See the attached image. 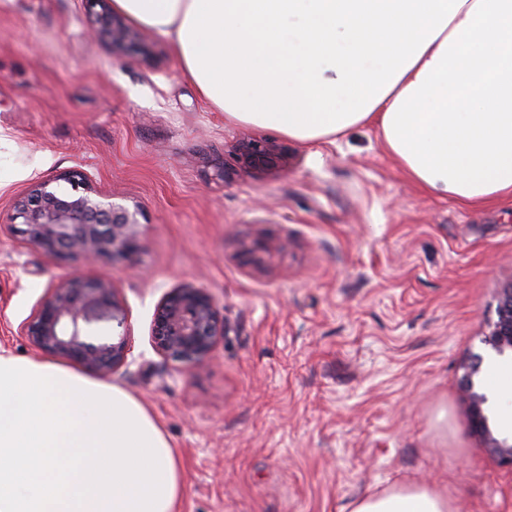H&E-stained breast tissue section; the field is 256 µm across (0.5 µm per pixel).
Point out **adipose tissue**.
Instances as JSON below:
<instances>
[{
  "label": "adipose tissue",
  "mask_w": 512,
  "mask_h": 512,
  "mask_svg": "<svg viewBox=\"0 0 512 512\" xmlns=\"http://www.w3.org/2000/svg\"><path fill=\"white\" fill-rule=\"evenodd\" d=\"M238 123L313 145L376 128L427 194L512 200V0H112ZM179 460L147 408L75 368L0 353V512H173ZM350 512H453L397 484Z\"/></svg>",
  "instance_id": "adipose-tissue-1"
}]
</instances>
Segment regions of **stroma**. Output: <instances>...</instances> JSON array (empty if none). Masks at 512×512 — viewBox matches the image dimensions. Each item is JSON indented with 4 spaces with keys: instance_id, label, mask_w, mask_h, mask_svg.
<instances>
[{
    "instance_id": "obj_1",
    "label": "stroma",
    "mask_w": 512,
    "mask_h": 512,
    "mask_svg": "<svg viewBox=\"0 0 512 512\" xmlns=\"http://www.w3.org/2000/svg\"><path fill=\"white\" fill-rule=\"evenodd\" d=\"M93 26L86 0H0V349L38 358L19 327L77 266L126 309L137 359L111 381L180 459L176 512H349L401 483L447 489L456 512H512V468L473 431L461 384L512 281V205L427 195L370 126L305 146L228 120L164 39L143 28L114 49ZM247 137L284 161L236 169ZM73 171L139 210L131 259L62 260L10 228L18 199ZM185 282L224 320L191 367L150 346L157 303ZM481 368L490 428L510 435L512 398L485 372L512 357Z\"/></svg>"
}]
</instances>
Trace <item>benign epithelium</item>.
I'll return each mask as SVG.
<instances>
[{"instance_id":"7a95c632","label":"benign epithelium","mask_w":512,"mask_h":512,"mask_svg":"<svg viewBox=\"0 0 512 512\" xmlns=\"http://www.w3.org/2000/svg\"><path fill=\"white\" fill-rule=\"evenodd\" d=\"M97 23L98 34L112 47L131 46L137 40V32L120 15L104 10ZM283 158L284 148L265 139H243L234 150L235 163L245 173L272 167ZM64 181L71 191L43 181L15 204L13 220L27 241L63 259L115 260L136 254L141 235L138 212L95 195L77 175ZM106 324L112 325L110 335L100 333ZM23 335L41 351L102 377L129 365L132 338L127 316L108 277L91 278L75 271L59 281L38 304ZM222 339L224 321L205 289L186 282L164 295L152 328L157 353L190 367L203 362ZM483 343L497 356L512 354V282L501 289L496 319L489 323ZM483 360L474 355L463 378V392L472 405V428L490 437V450L512 467V437H492L483 411L487 398L475 389L474 377Z\"/></svg>"}]
</instances>
